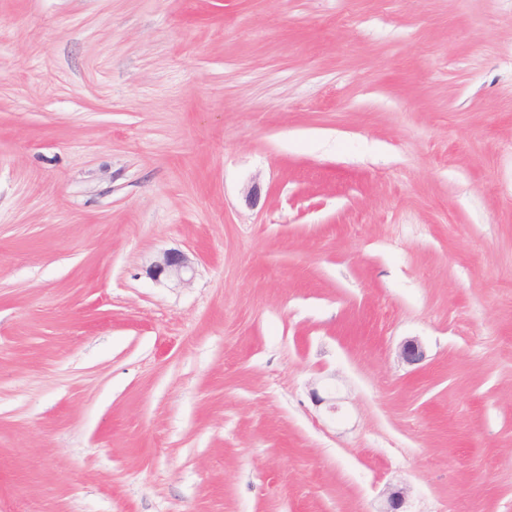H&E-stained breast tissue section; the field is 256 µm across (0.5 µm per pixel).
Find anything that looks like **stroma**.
Here are the masks:
<instances>
[{"label":"stroma","instance_id":"1","mask_svg":"<svg viewBox=\"0 0 512 512\" xmlns=\"http://www.w3.org/2000/svg\"><path fill=\"white\" fill-rule=\"evenodd\" d=\"M390 488L512 512V0H0V512ZM150 273L154 278L165 275L175 279L180 285H188L193 277L192 274L188 277V274L193 273V268L186 254L170 251L164 252L162 257L154 262Z\"/></svg>","mask_w":512,"mask_h":512}]
</instances>
